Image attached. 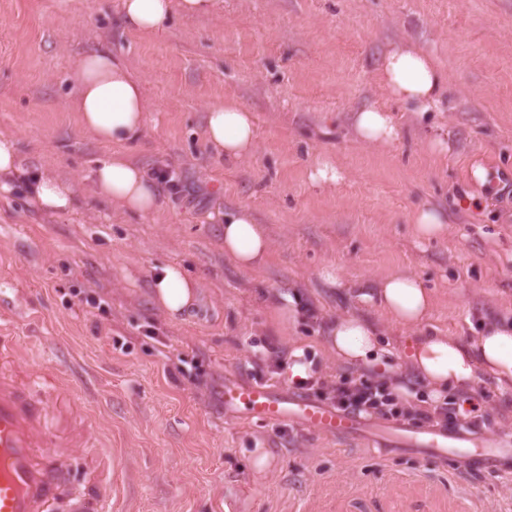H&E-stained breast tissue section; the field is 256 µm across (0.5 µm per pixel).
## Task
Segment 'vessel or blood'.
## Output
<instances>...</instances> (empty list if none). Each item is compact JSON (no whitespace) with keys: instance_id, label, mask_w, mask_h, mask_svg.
<instances>
[{"instance_id":"b4317fda","label":"vessel or blood","mask_w":512,"mask_h":512,"mask_svg":"<svg viewBox=\"0 0 512 512\" xmlns=\"http://www.w3.org/2000/svg\"><path fill=\"white\" fill-rule=\"evenodd\" d=\"M12 338L0 331V512H47L63 499L68 472L60 451L75 438H61L56 415L35 401V375L20 380L12 372ZM225 412L243 413L259 424L286 422L329 437L363 439L393 450L420 452L453 468L505 471L512 468V443L486 440L469 454L472 434L459 428L438 432L398 423H374L336 410L303 394L263 383L225 379L220 392Z\"/></svg>"}]
</instances>
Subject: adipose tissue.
Wrapping results in <instances>:
<instances>
[{
  "label": "adipose tissue",
  "instance_id": "obj_1",
  "mask_svg": "<svg viewBox=\"0 0 512 512\" xmlns=\"http://www.w3.org/2000/svg\"><path fill=\"white\" fill-rule=\"evenodd\" d=\"M217 0H125L124 21L136 30H164L173 14L185 16L214 12ZM383 82L396 101L417 111L434 109L446 84L438 63L405 45L395 47L383 60ZM77 95L73 109L81 126L116 150L98 161L91 172L94 192L127 211L151 215L162 203L161 189L143 168L132 163L120 147L136 141L144 130L146 102L141 85L132 80L125 65L105 47L97 48L79 63L74 76ZM357 139L367 144H393L398 129L389 112L370 107L354 117ZM205 141L218 155L238 160L252 150L255 120L241 104L227 100L209 107ZM22 183L32 207L48 213L73 211L79 187L76 181L26 167L17 138L0 134V191L10 192ZM271 241L265 227L247 209L224 216V256L238 268L254 271L267 261ZM198 285L176 265L163 266L154 276L156 303L173 318L188 313L198 302ZM360 302L378 308L388 321L411 329L406 340V362L411 372L431 389L434 404H442L446 389L463 396L464 410L475 406L471 395L480 376L503 388L512 387V323L481 324L474 344L428 330L426 320L432 295L415 275L397 272L380 278L375 287L360 292ZM380 328L368 316L347 314L333 322L324 343L344 365L373 371L382 378L395 376L390 347L379 342Z\"/></svg>",
  "mask_w": 512,
  "mask_h": 512
}]
</instances>
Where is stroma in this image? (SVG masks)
<instances>
[{
	"instance_id": "1",
	"label": "stroma",
	"mask_w": 512,
	"mask_h": 512,
	"mask_svg": "<svg viewBox=\"0 0 512 512\" xmlns=\"http://www.w3.org/2000/svg\"><path fill=\"white\" fill-rule=\"evenodd\" d=\"M121 10L122 0H0V133L81 186L64 214L32 209L20 189L0 196V329L17 338V373L42 375L35 400L54 404L55 375L70 380L75 405L59 431L82 440L65 451L67 493L97 486L102 512H512V476L462 478L424 455L251 424L218 396L228 375L297 393L264 363L296 341L322 379L360 378L321 347L339 314L379 320L403 353L407 329L350 294L392 272L432 292L427 324L441 333L470 343L482 320L512 319V0H218L161 33L127 28ZM408 42L448 75L426 118L379 79L384 55ZM102 45L148 106L127 154L180 184L149 216L91 191L113 147L81 127L72 75ZM224 99L256 118V147L240 161L203 137L207 105ZM371 106L392 112L394 144L356 139L353 114ZM437 138L446 151L431 149ZM323 158L343 181L311 180ZM425 204L446 213L443 237H417L412 216ZM240 206L269 231L257 271L224 256L220 217ZM167 263L199 285L179 321L152 298ZM276 292L298 293L316 318L279 334L267 304ZM86 294L103 309L82 303ZM476 393L486 403L477 439L512 436V389L485 377ZM260 448L272 458L262 472Z\"/></svg>"
}]
</instances>
